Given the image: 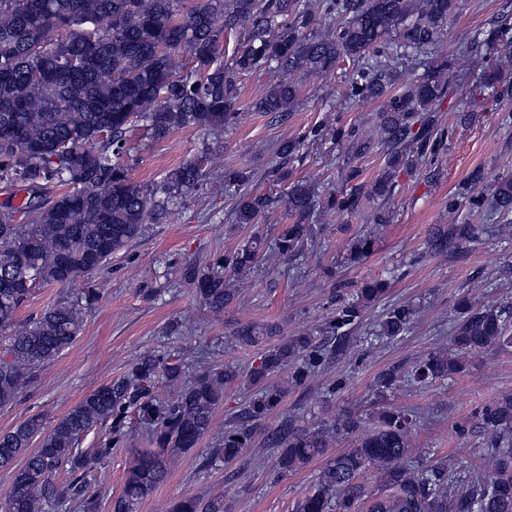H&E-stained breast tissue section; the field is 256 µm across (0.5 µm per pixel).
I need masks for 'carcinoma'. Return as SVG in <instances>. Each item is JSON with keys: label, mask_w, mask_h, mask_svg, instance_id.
<instances>
[{"label": "carcinoma", "mask_w": 512, "mask_h": 512, "mask_svg": "<svg viewBox=\"0 0 512 512\" xmlns=\"http://www.w3.org/2000/svg\"><path fill=\"white\" fill-rule=\"evenodd\" d=\"M453 8L454 0H326L325 12L342 21L314 34L315 12L296 0H196L190 7L185 0H0V183L26 194L19 207L0 212V329L11 331L0 352V406L12 403L39 368L74 344L84 319L85 307L76 299L19 323L17 311L34 287L69 288L102 269L141 235L159 207L153 189L134 181L125 164L132 124L142 123L153 139L179 127L222 132L240 115L237 78L272 65L284 77L252 105L255 112L288 111L301 91L295 75L323 78L344 58L358 63L349 96H389L370 131L335 130L336 141L361 153L375 144L384 149L383 164L370 185L358 183L348 193L323 198L312 183L296 180L276 198L247 187L251 177L236 176L242 190L233 210L235 223L260 224L280 207L289 223L271 239L256 234L203 267L189 263L182 269L199 305L219 318L239 295L235 277L266 258L291 260L313 241L318 208L351 213L362 199H372L380 203L374 223H390L385 203L401 172L428 166L444 147L435 109L448 93L445 61L394 93L397 69L440 41ZM393 31L399 39L384 40ZM230 35L243 38V48L226 64L221 51ZM471 64L485 86L512 99V83L502 79L501 71L512 66L511 44L495 63L480 57ZM305 141L279 144L276 179L288 182L287 165L301 158ZM209 151L205 148L203 155L169 172L168 194L202 184ZM460 195L473 207H488L500 219L497 232L512 236V179L497 186L488 206L466 185ZM481 232L476 224H446L426 249L446 254L476 242ZM374 244L373 231L356 237L349 260L366 259ZM388 287L387 280L377 277L340 299L320 329L322 342L311 335L279 338L273 324L240 325L234 339L243 347L277 339L245 374L222 366L188 376L167 356L146 353L52 425L33 415L1 433L0 468L12 472V482L0 495V512H46L49 506L66 510L74 503L80 512H98L90 473L111 458L132 419L147 427L151 447L132 450L112 512H138L167 481L173 461L199 448L210 434L224 390L239 379L251 396L219 446L202 455L204 468L241 459L252 447L255 422L278 413L281 424L268 445L277 449L280 472H296L326 458L295 512H512V396L483 408V456L492 465L473 468L465 480L454 460L431 458L415 448L414 411H384L379 425L367 431L351 412L304 427L297 415L284 411L288 391L306 388L323 375L364 311ZM417 317V307L409 303L389 308L366 346L404 336ZM451 341L452 353L429 352L404 370L377 373L374 395L423 387L460 371L467 355L512 347V305L460 304ZM102 425L108 434L96 447L78 448L82 436ZM339 436L354 437L353 447L331 455L329 448ZM35 441L38 448L28 452ZM20 456L24 462L18 466ZM169 512H226L224 496H185Z\"/></svg>", "instance_id": "obj_1"}]
</instances>
